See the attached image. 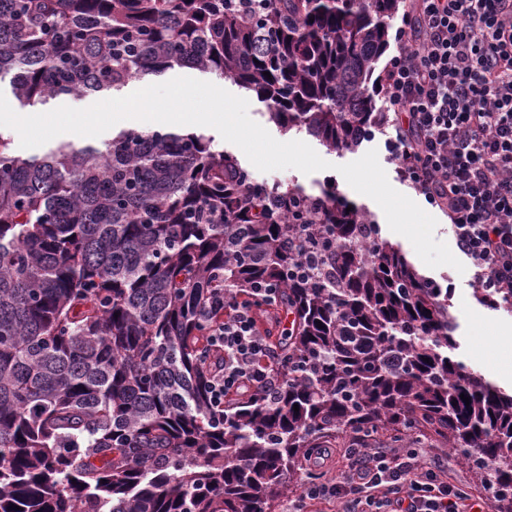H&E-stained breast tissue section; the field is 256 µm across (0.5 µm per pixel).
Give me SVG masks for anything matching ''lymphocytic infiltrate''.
I'll return each instance as SVG.
<instances>
[{
	"label": "lymphocytic infiltrate",
	"mask_w": 512,
	"mask_h": 512,
	"mask_svg": "<svg viewBox=\"0 0 512 512\" xmlns=\"http://www.w3.org/2000/svg\"><path fill=\"white\" fill-rule=\"evenodd\" d=\"M396 29L386 66L393 158L406 181L444 210L458 250L470 261L483 304L512 288V0H416ZM279 292L257 285L223 294L224 321L212 344L224 367L209 383L219 404L270 394L285 371L263 314ZM473 512L476 499L448 480L420 448H357L337 474L304 485L285 512Z\"/></svg>",
	"instance_id": "1"
}]
</instances>
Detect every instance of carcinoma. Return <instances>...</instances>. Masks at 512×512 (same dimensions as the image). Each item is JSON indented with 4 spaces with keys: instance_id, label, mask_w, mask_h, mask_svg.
I'll list each match as a JSON object with an SVG mask.
<instances>
[{
    "instance_id": "carcinoma-1",
    "label": "carcinoma",
    "mask_w": 512,
    "mask_h": 512,
    "mask_svg": "<svg viewBox=\"0 0 512 512\" xmlns=\"http://www.w3.org/2000/svg\"><path fill=\"white\" fill-rule=\"evenodd\" d=\"M400 3L0 0V81L36 106L189 67L354 150ZM258 283L294 315L287 375L221 410L209 302ZM455 332L448 289L366 212L257 183L200 133L32 159L0 134V512H274L320 479L311 449L378 440L473 452L492 512H512V393L456 359Z\"/></svg>"
}]
</instances>
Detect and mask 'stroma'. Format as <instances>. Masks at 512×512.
<instances>
[{"label":"stroma","instance_id":"1","mask_svg":"<svg viewBox=\"0 0 512 512\" xmlns=\"http://www.w3.org/2000/svg\"><path fill=\"white\" fill-rule=\"evenodd\" d=\"M386 133L375 129L374 133L364 138L360 146L353 151L330 150L318 140H311L310 145L331 167L309 175L296 169L262 172L252 170L255 181L277 185L281 189L294 186L303 187L313 195L330 193L337 200L347 202L368 212L379 225L381 235L398 246L414 268L428 280L446 283L450 286V311L455 317L457 330L455 338L459 344L456 351L458 359L474 370L479 371L489 380L497 383L507 391L512 390V368L506 366L492 346L500 327L512 324V312L487 308L478 303L470 273H458L454 268L441 266L430 268L417 256L411 243L403 236L392 232L379 205L367 196L355 192L338 171L339 165L347 164L362 157L369 150H376L378 159L385 170L390 184L399 192L412 198L417 204H424L425 199L402 177L397 162L386 149Z\"/></svg>","mask_w":512,"mask_h":512}]
</instances>
